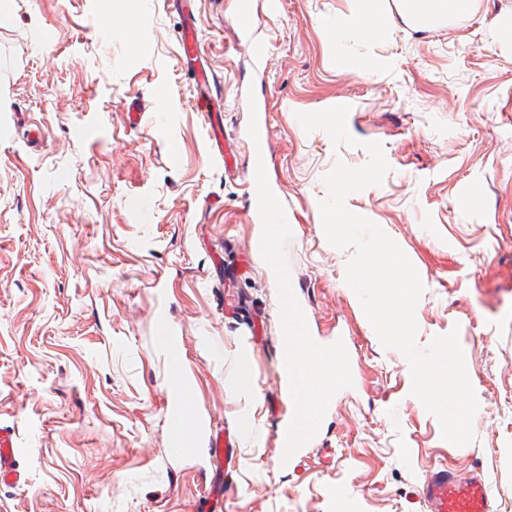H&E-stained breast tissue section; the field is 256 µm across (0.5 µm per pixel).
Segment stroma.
I'll list each match as a JSON object with an SVG mask.
<instances>
[{
	"instance_id": "stroma-1",
	"label": "stroma",
	"mask_w": 512,
	"mask_h": 512,
	"mask_svg": "<svg viewBox=\"0 0 512 512\" xmlns=\"http://www.w3.org/2000/svg\"><path fill=\"white\" fill-rule=\"evenodd\" d=\"M112 2L9 0L0 23V425L24 472L0 485V512H210L218 485L223 512H428L422 484L442 467L488 476L493 512H512V0L339 44L355 0H250L245 35L239 0H196L229 167L179 55L180 14L140 0L128 27ZM342 102L357 146L305 132L299 114ZM258 120L290 215L274 266L248 212ZM371 141L391 172L346 206L418 271V344L459 332L479 403L463 446L412 396L406 358L344 282L350 251L324 235L323 178L366 164ZM286 291L313 341L346 338L349 366L290 463L276 439L297 406L278 381ZM177 420L196 425L194 449L173 447ZM217 432L231 445L218 459Z\"/></svg>"
}]
</instances>
